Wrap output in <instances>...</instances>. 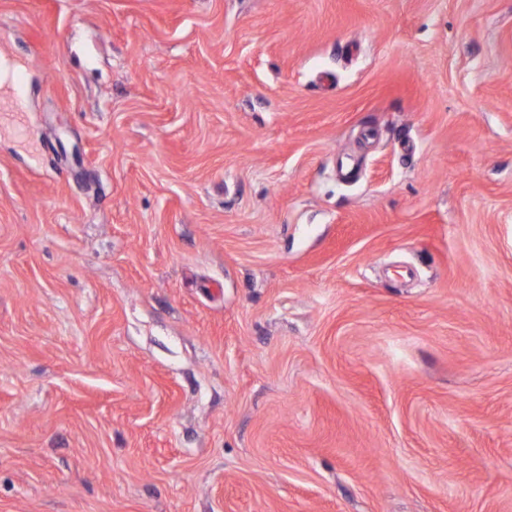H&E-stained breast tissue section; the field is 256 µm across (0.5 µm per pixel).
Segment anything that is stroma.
Masks as SVG:
<instances>
[{
    "instance_id": "1",
    "label": "stroma",
    "mask_w": 512,
    "mask_h": 512,
    "mask_svg": "<svg viewBox=\"0 0 512 512\" xmlns=\"http://www.w3.org/2000/svg\"><path fill=\"white\" fill-rule=\"evenodd\" d=\"M0 512H512V0H0Z\"/></svg>"
}]
</instances>
